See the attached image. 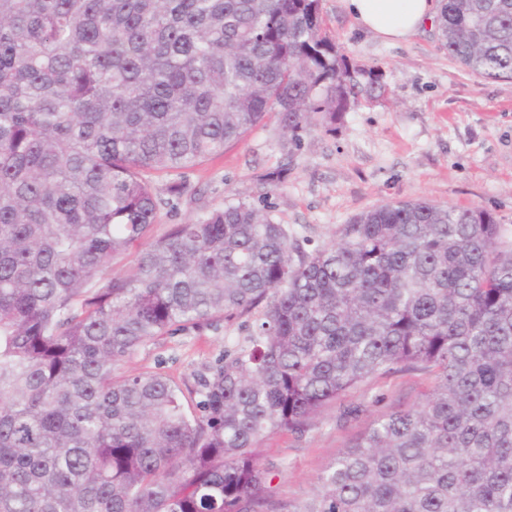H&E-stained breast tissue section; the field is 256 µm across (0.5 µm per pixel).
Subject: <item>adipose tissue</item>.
<instances>
[{
	"label": "adipose tissue",
	"mask_w": 512,
	"mask_h": 512,
	"mask_svg": "<svg viewBox=\"0 0 512 512\" xmlns=\"http://www.w3.org/2000/svg\"><path fill=\"white\" fill-rule=\"evenodd\" d=\"M348 11L367 30L389 42H403L429 24L433 0H345Z\"/></svg>",
	"instance_id": "ef3b65f1"
}]
</instances>
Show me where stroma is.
Returning a JSON list of instances; mask_svg holds the SVG:
<instances>
[{
  "instance_id": "stroma-1",
  "label": "stroma",
  "mask_w": 512,
  "mask_h": 512,
  "mask_svg": "<svg viewBox=\"0 0 512 512\" xmlns=\"http://www.w3.org/2000/svg\"><path fill=\"white\" fill-rule=\"evenodd\" d=\"M321 8L327 34L350 64L382 72L387 96L345 113L334 130L303 134L297 145L284 141L275 117L266 118L223 155L187 172L186 193L161 208L151 238L240 201L288 225L312 250L366 209L425 200L487 210L501 224L504 242L512 243V79H485L450 59L436 26L390 44L364 29L344 0H321ZM273 172L282 173V181L264 182ZM250 322L247 316L220 320L158 337L125 359L120 371L161 373L194 386L225 351L244 342ZM432 382L420 371L378 375L325 406L304 434L264 436L260 463L271 473L275 512H294L356 436L384 413L417 405ZM349 405L362 411L342 420Z\"/></svg>"
}]
</instances>
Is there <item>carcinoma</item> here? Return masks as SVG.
<instances>
[{"mask_svg":"<svg viewBox=\"0 0 512 512\" xmlns=\"http://www.w3.org/2000/svg\"><path fill=\"white\" fill-rule=\"evenodd\" d=\"M441 48L512 78V0H440ZM321 0H0V512H273L259 444L402 367L294 512H512V248L479 208L386 203L305 251L229 203L144 243L179 175L266 117L383 97ZM141 244L121 275L112 259ZM258 312L184 390L116 375L157 337Z\"/></svg>","mask_w":512,"mask_h":512,"instance_id":"cac0c4a2","label":"carcinoma"}]
</instances>
